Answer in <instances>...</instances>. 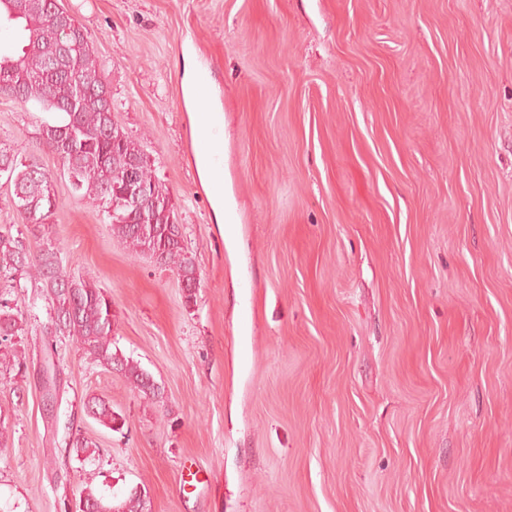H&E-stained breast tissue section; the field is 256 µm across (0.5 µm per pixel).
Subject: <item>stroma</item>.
<instances>
[{"label":"stroma","instance_id":"obj_1","mask_svg":"<svg viewBox=\"0 0 512 512\" xmlns=\"http://www.w3.org/2000/svg\"><path fill=\"white\" fill-rule=\"evenodd\" d=\"M59 2L198 281L114 238L39 150L32 108L0 96V146L53 178L48 237L162 392L48 340L47 300L20 289L0 504L66 512L91 483L141 489L148 512H512V0ZM188 51L226 121L229 237L195 165ZM84 408L89 409L91 418L97 421L100 425L114 430L116 423L119 421L118 415L112 411V405L106 400L90 396L84 401Z\"/></svg>","mask_w":512,"mask_h":512}]
</instances>
